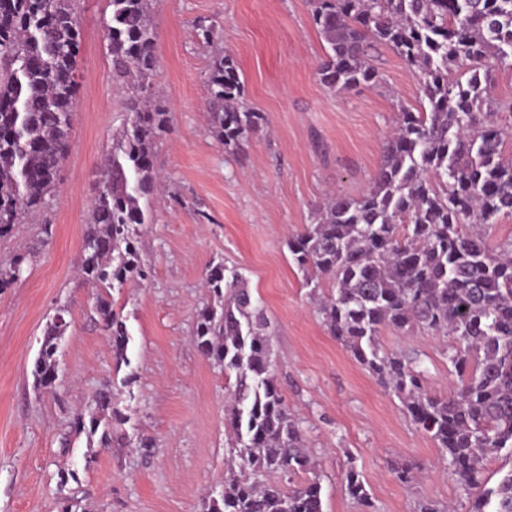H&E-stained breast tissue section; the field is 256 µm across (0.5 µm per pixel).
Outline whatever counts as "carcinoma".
<instances>
[{"instance_id":"cac0c4a2","label":"carcinoma","mask_w":512,"mask_h":512,"mask_svg":"<svg viewBox=\"0 0 512 512\" xmlns=\"http://www.w3.org/2000/svg\"><path fill=\"white\" fill-rule=\"evenodd\" d=\"M76 0H0V236L46 204L56 190L76 109L75 63L81 23ZM329 52L321 82L353 90L376 77L370 50L384 46L418 76L422 110L400 112L384 159L359 198L331 196L288 241L294 263L317 295L332 293L319 313L332 336L402 402L430 435L469 512H512V470L485 486V461L512 458V239L490 243L512 215V158L499 126L507 104L489 95L496 69L512 60V0H310ZM151 0H112L107 26L112 80L130 90L126 124L96 187L79 266L91 283L113 288L146 277L137 227L141 199L160 188L153 165L167 112L153 102L156 66ZM210 128L234 150L265 117L243 106L233 59L218 55L207 80ZM22 254L0 267V288L15 281ZM213 303L197 316L201 354L235 375L227 423L233 441L228 478L207 512H323L321 485L303 431L281 394L262 308L243 277L214 266L205 275ZM96 310L124 357L128 337L109 298ZM67 311L45 333L34 377L57 379L59 338ZM449 338L458 384L450 395L425 387L416 352H387L380 331ZM115 415L102 392L96 411L74 424L94 433ZM269 473L306 474L299 487L262 481ZM348 495L374 512L362 476L344 475Z\"/></svg>"}]
</instances>
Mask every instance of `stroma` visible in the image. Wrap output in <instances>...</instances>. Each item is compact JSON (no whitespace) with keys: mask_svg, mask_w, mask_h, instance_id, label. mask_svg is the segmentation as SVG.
Instances as JSON below:
<instances>
[{"mask_svg":"<svg viewBox=\"0 0 512 512\" xmlns=\"http://www.w3.org/2000/svg\"><path fill=\"white\" fill-rule=\"evenodd\" d=\"M77 106L57 188L47 204L0 237V266L31 252L0 288V512H205L224 487L233 382L193 340L211 300L207 269L243 276L272 325L275 372L321 477L323 512H361L344 474L362 475L376 512L470 500L448 475L435 442L328 332L293 263L289 236L312 222L331 193L360 197L383 161L402 109L420 107L419 82L378 47L376 77L352 91L318 75L326 44L309 0H154L151 86L170 116L154 149L168 196L151 199L136 238L150 274L111 290L129 337L124 359L96 310L97 288L78 274L95 186L122 131L129 96L112 80L111 0H78ZM214 27L217 45L205 44ZM230 55L243 102L263 113L261 132L226 150L210 131L207 77L216 49ZM67 309L51 389L33 375L47 324ZM389 352H417L427 384L452 393L446 337L386 328ZM112 395L123 422L111 445L72 424ZM409 463L411 484L393 466Z\"/></svg>","mask_w":512,"mask_h":512,"instance_id":"1","label":"stroma"}]
</instances>
